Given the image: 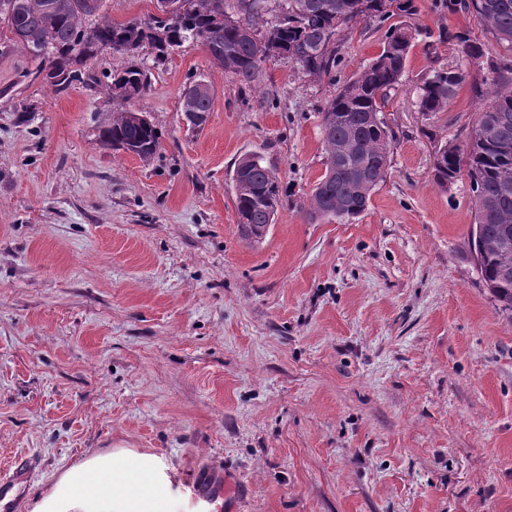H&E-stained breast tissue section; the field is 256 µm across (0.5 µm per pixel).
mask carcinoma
I'll return each instance as SVG.
<instances>
[{
    "mask_svg": "<svg viewBox=\"0 0 512 512\" xmlns=\"http://www.w3.org/2000/svg\"><path fill=\"white\" fill-rule=\"evenodd\" d=\"M186 12L171 19L112 21L101 13L103 0H0V32L5 43L28 54L40 50L33 79L54 90L99 83L87 65L102 48L133 57L144 48L163 60L186 42L203 49L211 66L241 84L262 81L265 49L318 78L336 81L341 58L336 35L362 21L412 15L414 0H288V13L265 29L266 0H188ZM463 8L478 17L501 48L493 53L462 35L450 39L483 72L491 85L466 138L440 147L434 179L440 186L466 179L474 206L469 251L498 308L512 314V0H448V9ZM96 18V22L89 18ZM415 31L407 24L391 28L380 54L336 90L321 111L325 172L312 189L307 219L351 220L368 207L372 191L385 181L391 161L393 132L382 117L388 92L400 82ZM112 97L128 107L112 113L100 133L103 144L143 161L160 150V134L147 112L133 103L149 87L147 71L133 63L103 76ZM459 68L433 71L425 83L422 109L447 110L463 83ZM210 84L182 101L185 112L205 122L211 109ZM238 224L244 237L260 239L283 206L275 173L254 155L242 157L232 174Z\"/></svg>",
    "mask_w": 512,
    "mask_h": 512,
    "instance_id": "cac0c4a2",
    "label": "carcinoma"
}]
</instances>
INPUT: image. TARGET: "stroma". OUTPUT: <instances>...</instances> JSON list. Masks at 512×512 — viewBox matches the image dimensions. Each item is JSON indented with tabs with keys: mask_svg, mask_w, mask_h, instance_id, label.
<instances>
[{
	"mask_svg": "<svg viewBox=\"0 0 512 512\" xmlns=\"http://www.w3.org/2000/svg\"><path fill=\"white\" fill-rule=\"evenodd\" d=\"M417 35L383 115L386 180L351 221L299 210L323 175L319 114L382 50L386 25L338 37L335 81L271 57L241 85L187 43L142 51L150 161L103 147L123 103L58 93L0 46V463L31 462L7 512L84 455L161 457L184 498L197 474L234 484L225 512H512V318L471 259L467 182L433 178L471 126L480 71L443 32L497 45L445 0H414ZM465 79L421 110L433 70ZM207 81L204 126L184 88ZM263 157L285 202L261 242L238 229L230 173Z\"/></svg>",
	"mask_w": 512,
	"mask_h": 512,
	"instance_id": "stroma-1",
	"label": "stroma"
}]
</instances>
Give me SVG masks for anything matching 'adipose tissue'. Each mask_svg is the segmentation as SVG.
Here are the masks:
<instances>
[{
	"mask_svg": "<svg viewBox=\"0 0 512 512\" xmlns=\"http://www.w3.org/2000/svg\"><path fill=\"white\" fill-rule=\"evenodd\" d=\"M30 512H190L155 454L131 448L81 458L43 491Z\"/></svg>",
	"mask_w": 512,
	"mask_h": 512,
	"instance_id": "1",
	"label": "adipose tissue"
}]
</instances>
